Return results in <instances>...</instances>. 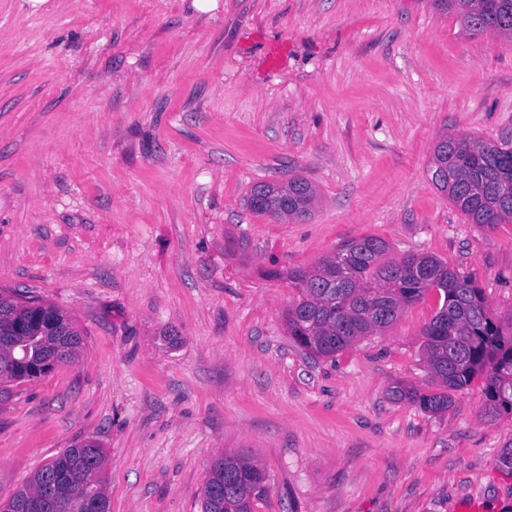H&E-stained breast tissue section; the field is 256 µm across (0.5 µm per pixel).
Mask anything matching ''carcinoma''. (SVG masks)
Segmentation results:
<instances>
[{
  "label": "carcinoma",
  "mask_w": 512,
  "mask_h": 512,
  "mask_svg": "<svg viewBox=\"0 0 512 512\" xmlns=\"http://www.w3.org/2000/svg\"><path fill=\"white\" fill-rule=\"evenodd\" d=\"M440 10L455 11L470 32L495 31L512 37V0H433ZM446 170L434 182L472 224L492 226L512 221V147L483 139L443 136L433 150L432 171ZM315 192L294 178L273 191L261 183L251 189V210L258 215L303 220L309 217ZM387 243L366 236L322 259L309 270L288 272L298 290L286 314L288 330L309 353L333 357L355 342L390 326L403 310L433 288L443 305L423 330V351L431 377L445 388L426 393L396 386L394 401L409 400L438 413L448 408L450 390L467 387L485 376L486 414L512 413V340L501 337L483 289L472 275H461L437 257L407 252L386 260ZM52 319L37 304H22L0 291V382L21 383L75 362L84 335L74 320L50 306ZM105 452L85 440L39 466L0 512H88L87 500L108 501ZM270 493L263 469L241 455L215 458L203 488V512H251L253 503Z\"/></svg>",
  "instance_id": "carcinoma-1"
}]
</instances>
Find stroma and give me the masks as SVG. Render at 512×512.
I'll return each mask as SVG.
<instances>
[{
  "instance_id": "35a3bbf8",
  "label": "stroma",
  "mask_w": 512,
  "mask_h": 512,
  "mask_svg": "<svg viewBox=\"0 0 512 512\" xmlns=\"http://www.w3.org/2000/svg\"><path fill=\"white\" fill-rule=\"evenodd\" d=\"M446 133L512 144V40L431 0H0V290L85 338L0 396V501L90 438L110 512H202L224 453L268 474L254 512L511 506L484 376L437 414L388 396L438 388V291L332 358L286 322L289 270L375 236L474 274L512 337V223L432 184ZM294 177L309 218L250 210Z\"/></svg>"
}]
</instances>
